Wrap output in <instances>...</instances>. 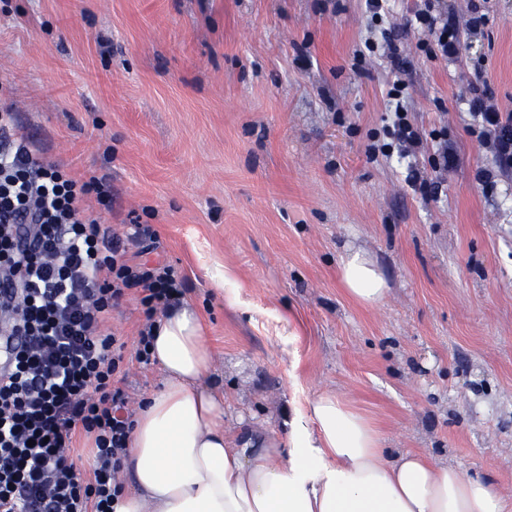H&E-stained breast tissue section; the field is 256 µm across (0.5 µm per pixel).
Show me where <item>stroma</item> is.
<instances>
[{"mask_svg": "<svg viewBox=\"0 0 512 512\" xmlns=\"http://www.w3.org/2000/svg\"><path fill=\"white\" fill-rule=\"evenodd\" d=\"M409 120L447 129L458 162L426 200L416 158L370 155L388 117L386 62L358 63L364 0H0V104L76 175L106 173L123 231L185 277L214 354L224 425L263 435L331 391L412 450L490 477L512 497V175L485 192L468 131L474 66L512 110V0L460 62L414 51ZM363 248L389 291L376 307L338 279ZM231 279L217 287L214 275ZM406 181L409 187L414 191L420 192L424 197L437 198L438 194L442 191L438 181L424 177L417 168L409 171Z\"/></svg>", "mask_w": 512, "mask_h": 512, "instance_id": "obj_1", "label": "stroma"}]
</instances>
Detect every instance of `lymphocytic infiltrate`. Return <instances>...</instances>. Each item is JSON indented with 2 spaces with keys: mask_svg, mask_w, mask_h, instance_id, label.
<instances>
[{
  "mask_svg": "<svg viewBox=\"0 0 512 512\" xmlns=\"http://www.w3.org/2000/svg\"><path fill=\"white\" fill-rule=\"evenodd\" d=\"M487 22L476 10L462 18L429 6L409 19L417 51L453 60L463 32ZM380 35L366 48L396 74L380 151L406 156L423 134L406 119L411 85L398 34L384 27ZM466 103L470 132L491 155L475 179L490 190L512 173V113L500 110L484 81L470 85ZM46 152L22 133L12 109H0V334L15 340L0 352V512H114L134 415L128 363L150 365L157 316L179 303L185 281L171 266H148L129 251L132 243L154 244L149 227L120 234L89 214V196L111 201L107 176L75 179ZM133 288L144 320L129 357L110 319ZM83 434L95 445L88 477L67 456Z\"/></svg>",
  "mask_w": 512,
  "mask_h": 512,
  "instance_id": "f902f5d3",
  "label": "lymphocytic infiltrate"
}]
</instances>
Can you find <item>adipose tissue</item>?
<instances>
[{"label":"adipose tissue","mask_w":512,"mask_h":512,"mask_svg":"<svg viewBox=\"0 0 512 512\" xmlns=\"http://www.w3.org/2000/svg\"><path fill=\"white\" fill-rule=\"evenodd\" d=\"M339 281L356 303L388 293L377 260L347 247ZM151 359L161 389L138 410L115 512H512L491 480L410 452L386 456L370 421L333 393L305 417L256 438L224 432V396L204 386L213 357L196 308L157 323Z\"/></svg>","instance_id":"ef3b65f1"}]
</instances>
